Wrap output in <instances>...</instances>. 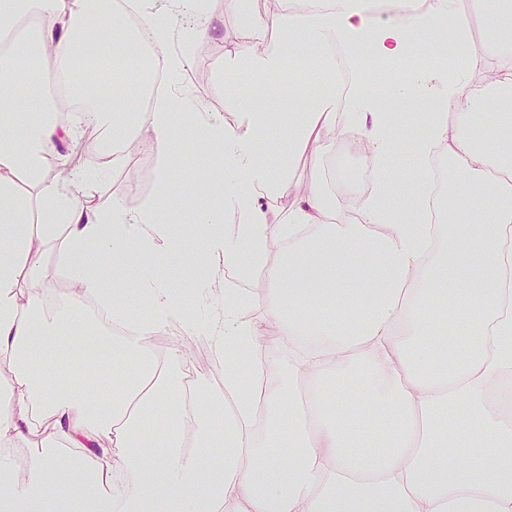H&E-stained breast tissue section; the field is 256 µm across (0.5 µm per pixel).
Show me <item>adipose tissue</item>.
<instances>
[{
	"mask_svg": "<svg viewBox=\"0 0 512 512\" xmlns=\"http://www.w3.org/2000/svg\"><path fill=\"white\" fill-rule=\"evenodd\" d=\"M292 2L247 14L224 39V70L287 77L297 105L277 111L231 83L233 125L181 89L191 50L212 37L208 0H169L165 10L135 0L134 29L95 0H0V368L10 374L0 387V512H512V417L498 410L512 403L504 385L512 283L503 275L512 267L503 247L512 237V127L483 113L498 95L512 99V10L506 0H478L493 82L474 81L469 61L478 50L459 25L454 69L435 63L388 86L392 98L441 107L405 152L369 90L370 71L458 21L456 0L387 18L378 0ZM95 16L104 38L146 37L162 51L163 69L119 56L111 75L95 78L116 94L150 91L151 106L120 110L96 97L64 122L49 105L18 150L10 132L28 104L17 91L35 65L52 63L61 94L83 98L75 71ZM311 44L316 73L292 68L294 53ZM340 56L350 62V136L354 148L370 146L364 161L373 174L370 195L350 211L331 207L319 181L291 175L295 158L319 164L332 149ZM314 81L318 94L306 96ZM186 125L203 130V151L224 171L216 202L193 215L202 249L189 255L184 232L165 217ZM86 126L147 140L158 161L155 190L135 209L79 200L97 178L95 164L45 177L47 160L66 167L59 146ZM274 128L291 150L259 153ZM438 150L473 204L500 200L480 237L469 230L473 215L449 219L454 251L443 261L433 253L435 228L419 218L422 190L401 204L393 193L399 173L423 176ZM37 247L55 251L56 273L73 287L60 310L48 308L56 273L32 262ZM180 254L201 271L187 295L167 273ZM264 265L259 320L246 318L253 301L245 292L216 299L225 270L245 283ZM91 304L109 306L125 327L105 400L53 356L61 326L87 322ZM460 306L480 308L482 320H449ZM173 326L223 354L221 382L193 371L180 344L162 359L148 353L150 337Z\"/></svg>",
	"mask_w": 512,
	"mask_h": 512,
	"instance_id": "adipose-tissue-1",
	"label": "adipose tissue"
}]
</instances>
